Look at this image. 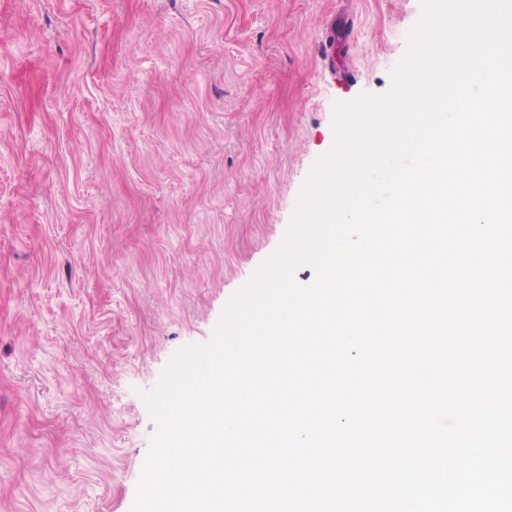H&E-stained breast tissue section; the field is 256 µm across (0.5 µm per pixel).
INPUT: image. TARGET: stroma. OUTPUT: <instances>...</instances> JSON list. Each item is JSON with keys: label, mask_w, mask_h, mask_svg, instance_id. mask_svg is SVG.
Returning a JSON list of instances; mask_svg holds the SVG:
<instances>
[{"label": "stroma", "mask_w": 512, "mask_h": 512, "mask_svg": "<svg viewBox=\"0 0 512 512\" xmlns=\"http://www.w3.org/2000/svg\"><path fill=\"white\" fill-rule=\"evenodd\" d=\"M423 16L0 0V512H130L146 394L214 341L334 148L337 106L391 93Z\"/></svg>", "instance_id": "35a3bbf8"}]
</instances>
